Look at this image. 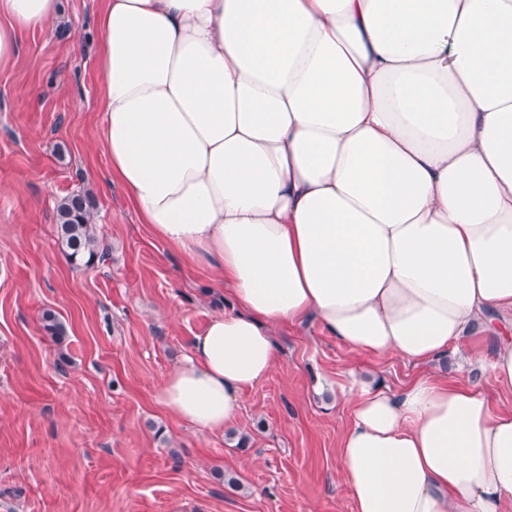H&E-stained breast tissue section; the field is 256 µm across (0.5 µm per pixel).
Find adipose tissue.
<instances>
[{
  "label": "adipose tissue",
  "instance_id": "obj_1",
  "mask_svg": "<svg viewBox=\"0 0 512 512\" xmlns=\"http://www.w3.org/2000/svg\"><path fill=\"white\" fill-rule=\"evenodd\" d=\"M60 0H0V70ZM101 148L232 300L161 384L204 436L311 320L429 364L512 315V0H103ZM353 512H512V412L425 375L350 388Z\"/></svg>",
  "mask_w": 512,
  "mask_h": 512
}]
</instances>
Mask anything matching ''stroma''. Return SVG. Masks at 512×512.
<instances>
[{"label":"stroma","instance_id":"obj_1","mask_svg":"<svg viewBox=\"0 0 512 512\" xmlns=\"http://www.w3.org/2000/svg\"><path fill=\"white\" fill-rule=\"evenodd\" d=\"M101 0H63L0 71V512H352L337 461L353 383L397 390L421 367L353 353L317 324L280 330V364L240 397L247 447L207 438L156 400L211 317L230 311L208 264L187 266L107 183L98 145ZM89 194L109 258L69 263L56 208ZM67 329L54 341L45 311ZM464 337L433 369L488 391L500 337ZM239 485L225 484V476Z\"/></svg>","mask_w":512,"mask_h":512}]
</instances>
